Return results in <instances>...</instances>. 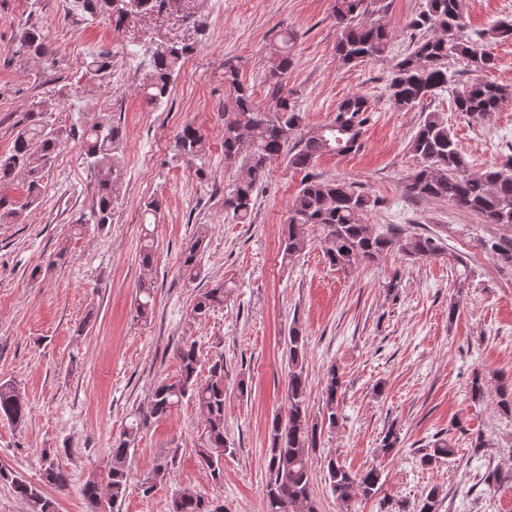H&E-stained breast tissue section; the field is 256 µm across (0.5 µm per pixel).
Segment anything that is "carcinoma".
Wrapping results in <instances>:
<instances>
[{
	"label": "carcinoma",
	"mask_w": 512,
	"mask_h": 512,
	"mask_svg": "<svg viewBox=\"0 0 512 512\" xmlns=\"http://www.w3.org/2000/svg\"><path fill=\"white\" fill-rule=\"evenodd\" d=\"M166 0H68L69 12L93 21L100 15L110 17L117 29L129 16L146 15L160 10ZM387 8L384 0H334L336 25L335 51L345 66H355L382 57L392 39L390 29L376 16ZM411 30L408 53L394 64L387 83V93L402 110H412L437 90L448 88V60L465 63L472 72L494 67V59L483 40L485 34L470 33L464 21L463 0H424L421 10L407 23ZM294 34L283 30L269 43L266 82L270 84L271 102L259 105L250 87L245 85L236 64L224 62V87L232 96V105L224 110V161L236 171V178L224 194V210L245 223L254 207L256 187L263 181L267 167L283 160L288 167L305 171L296 196L288 209L283 258L302 253L314 228L322 230L320 245L328 263L345 272L362 265L380 263L394 251L410 261L436 258L446 251L442 239L431 233L403 235L389 227L377 231L362 223L364 212L377 206L378 200L363 194L341 180H320L308 172L315 159L326 153L344 155L361 147L364 127L369 120L368 98L355 93L336 106L334 119L317 128L305 129L304 113L298 105L297 91L287 88L288 70L293 64L290 44ZM136 57L149 56L150 66L143 75L139 92L150 105L169 100L173 76L194 52L191 44H158L151 49L139 45L127 48ZM15 53L45 57L49 46L42 31L34 26L21 30ZM112 70V54L91 55L87 71L99 78ZM512 96L508 88L477 80L453 91L454 110L471 121L483 123L500 111ZM123 133L110 115L101 114L82 131L86 159L96 172L94 203L90 221L109 224L117 194L123 183V169L117 161ZM61 144L60 131L48 127L42 113L31 111L28 123L18 131L9 153L0 155V223L17 220L21 212L38 203L42 192L43 165L49 162ZM409 148L421 165L405 180V193L415 199L447 201L467 211L480 224L512 226V158L502 165L471 169L447 121L437 112H426ZM177 155L206 176L204 135L192 124L182 127L176 138ZM23 179L27 195L19 202L3 193L2 188ZM203 234H198L183 251L182 271L194 280L200 273ZM482 249L501 265L512 269V238L501 237L480 243ZM153 245L142 246L143 273L137 286L135 313L148 316L155 305V281L152 276ZM224 305V283L205 289L193 305V314L205 316ZM288 408L275 415L268 428L269 445L266 468L269 474L266 512H316L311 497L308 454L319 447L322 427L310 417L307 404V375L304 358L306 340L296 327L288 330ZM173 356L179 363L178 375L160 381L149 396L146 408L138 410L130 425L112 442L110 461L105 473L85 481L81 493L95 512H114L130 490L131 445L151 422L170 415L183 400L190 399L203 416L196 452L200 464L220 482L222 462L227 451L224 436V358H214L208 377L199 380V354L194 341L176 347ZM498 407L512 411V377L496 380ZM328 426L336 425V407L341 396V381L336 367L327 373L322 392ZM28 415L27 403L19 390L8 382L0 383V417L16 424ZM400 437L389 428L381 438L380 453L385 458L398 452ZM457 448L446 437H438L421 449L420 465L430 467L451 458ZM44 482L57 489L69 486L70 475L55 459L43 458ZM382 471L372 467L353 474L340 462H327L326 478L336 500L346 504L358 494L375 496L382 487ZM0 479L10 482L14 492L27 505V512H56L55 501L43 491L9 470L0 469ZM169 512H219L202 494L185 492L172 497Z\"/></svg>",
	"instance_id": "carcinoma-1"
}]
</instances>
